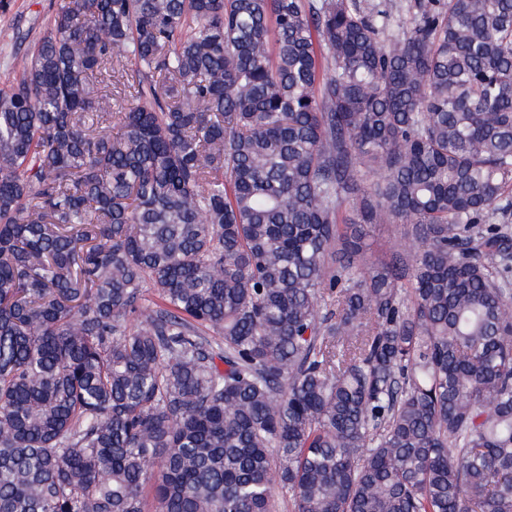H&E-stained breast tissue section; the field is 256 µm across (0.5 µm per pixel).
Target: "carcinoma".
I'll return each instance as SVG.
<instances>
[{
	"instance_id": "carcinoma-1",
	"label": "carcinoma",
	"mask_w": 512,
	"mask_h": 512,
	"mask_svg": "<svg viewBox=\"0 0 512 512\" xmlns=\"http://www.w3.org/2000/svg\"><path fill=\"white\" fill-rule=\"evenodd\" d=\"M416 7L61 0L0 87V512H512V0ZM362 8L371 7L373 4L383 1L386 8L397 20V23L406 28L411 24L414 14V0H358ZM403 229L394 224H376L372 228L368 244V261L391 262L398 255H406L411 251V240L405 238Z\"/></svg>"
}]
</instances>
